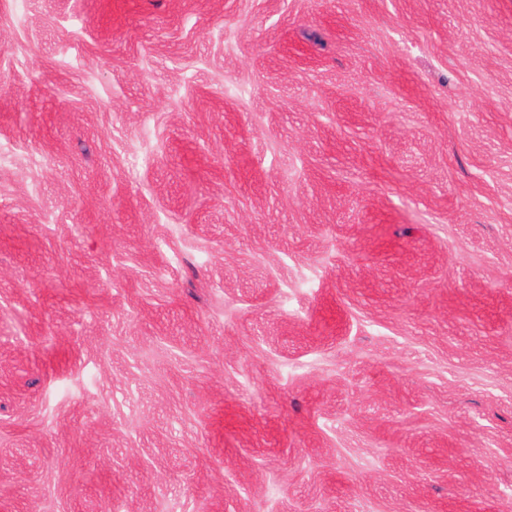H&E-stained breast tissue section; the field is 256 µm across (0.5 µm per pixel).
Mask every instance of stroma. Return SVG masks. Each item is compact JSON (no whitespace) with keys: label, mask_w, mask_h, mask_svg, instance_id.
Returning <instances> with one entry per match:
<instances>
[{"label":"stroma","mask_w":512,"mask_h":512,"mask_svg":"<svg viewBox=\"0 0 512 512\" xmlns=\"http://www.w3.org/2000/svg\"><path fill=\"white\" fill-rule=\"evenodd\" d=\"M0 512H512V0H0Z\"/></svg>","instance_id":"obj_1"}]
</instances>
